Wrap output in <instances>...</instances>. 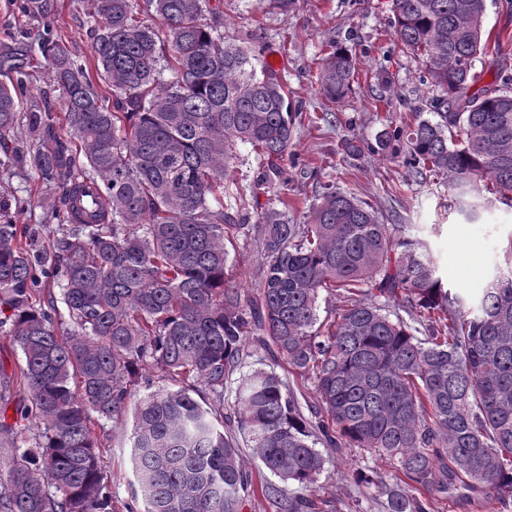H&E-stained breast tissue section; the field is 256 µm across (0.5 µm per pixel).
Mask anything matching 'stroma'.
<instances>
[{
	"label": "stroma",
	"instance_id": "obj_1",
	"mask_svg": "<svg viewBox=\"0 0 512 512\" xmlns=\"http://www.w3.org/2000/svg\"><path fill=\"white\" fill-rule=\"evenodd\" d=\"M224 10V39L237 41L254 32L263 48V62L283 73L292 104L303 118L297 123L289 149L298 163L288 169V198L296 213L313 203L322 186L331 183L370 203L384 222L409 224L426 240L438 274L451 291L467 298L483 288L504 268V249L512 240V206L496 203L480 213L478 221L461 216L453 191L435 176L409 175L402 158L392 157L382 145L388 127L410 124L434 111L439 90L424 80L422 60L394 36L390 0H297L284 13L271 0H234ZM55 24L71 53L94 68L88 0H53ZM483 31L499 40L500 50H488L475 64L477 87L494 81L497 72L512 76V0H486ZM351 50L356 78L351 93L338 105L329 104L317 90L316 76L330 45ZM353 142L360 153L348 157L343 145ZM265 163L244 146L231 177L241 193L256 194L259 207L277 206L279 184L264 180ZM38 180L28 162L18 160L11 170H0V206L13 223L39 225L44 238L59 236L50 212L20 207L19 197L36 188ZM260 254L251 238H239L230 254L232 273L244 297H253L260 278ZM21 353L9 337L0 335V479L6 478L15 449L35 444V429L21 421L29 402L22 384ZM124 421H102L95 429L105 446L103 462L112 480L117 512H143L135 497L131 448ZM324 468L307 495L317 512H386L379 492L359 487L356 469L366 466L386 473L387 459L369 457L356 448L322 446Z\"/></svg>",
	"mask_w": 512,
	"mask_h": 512
}]
</instances>
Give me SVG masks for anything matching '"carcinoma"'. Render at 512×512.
<instances>
[{"instance_id":"1","label":"carcinoma","mask_w":512,"mask_h":512,"mask_svg":"<svg viewBox=\"0 0 512 512\" xmlns=\"http://www.w3.org/2000/svg\"><path fill=\"white\" fill-rule=\"evenodd\" d=\"M49 0H22L37 21L0 41V168L28 144L42 185L20 199L51 212L61 235L0 211V332L20 349L31 396L24 418L38 441L12 455L0 512H115L94 426L132 414L135 472L145 512H240L251 481L240 446L280 483L260 484L281 512H312L308 489L324 458L316 445L359 448L393 465L355 483L386 495L387 512H431V492L488 487L512 508V266L474 301L444 288L408 224L326 185L302 222L279 209L250 216L230 168L249 145L266 181L288 184L294 122L288 86L256 69L252 39L224 41L210 0H89L98 78L60 41ZM486 0H392L394 34L423 58L443 99L431 117L390 127L411 174L426 169L456 192L470 221L483 192L512 203V88L470 92ZM47 62L50 93H34L31 64ZM355 60L339 47L317 76L336 105ZM29 107H23L24 102ZM65 122L73 142L43 146ZM255 223H250V220ZM260 253L258 299L246 304L229 274L239 235ZM343 293L318 322L323 291ZM64 308L71 329L59 334ZM310 381L307 417L273 368H253L247 339ZM208 397L197 401L192 385ZM231 388L234 418L224 416ZM244 444H239V439Z\"/></svg>"}]
</instances>
